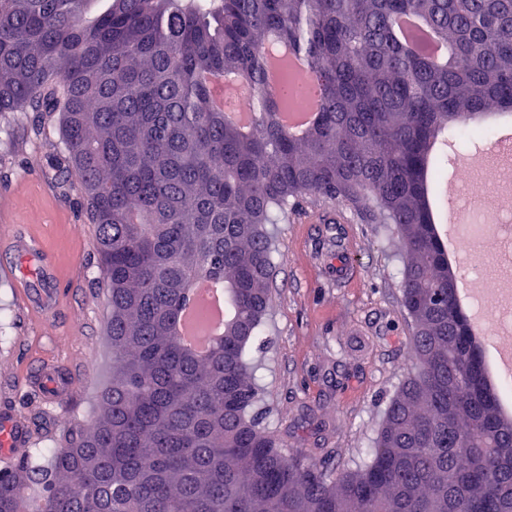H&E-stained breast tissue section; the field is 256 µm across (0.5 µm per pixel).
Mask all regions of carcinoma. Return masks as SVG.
Segmentation results:
<instances>
[{
	"mask_svg": "<svg viewBox=\"0 0 512 512\" xmlns=\"http://www.w3.org/2000/svg\"><path fill=\"white\" fill-rule=\"evenodd\" d=\"M415 17L442 58L400 39ZM318 84L321 119L280 123L267 58ZM253 101L228 122L214 80ZM512 112V0H0V116L42 133L47 173L80 187L108 288L112 384L90 421L36 461L0 466V512H512V417L455 304L429 165L471 121ZM313 197L392 224L413 370L365 458L341 472L288 455L249 416L247 349L272 307L269 224ZM201 279L224 286V334L200 358L174 334Z\"/></svg>",
	"mask_w": 512,
	"mask_h": 512,
	"instance_id": "1",
	"label": "carcinoma"
}]
</instances>
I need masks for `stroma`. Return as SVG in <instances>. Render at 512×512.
Instances as JSON below:
<instances>
[{
  "instance_id": "stroma-1",
  "label": "stroma",
  "mask_w": 512,
  "mask_h": 512,
  "mask_svg": "<svg viewBox=\"0 0 512 512\" xmlns=\"http://www.w3.org/2000/svg\"><path fill=\"white\" fill-rule=\"evenodd\" d=\"M60 143L54 124L35 135L25 116L0 123V201L13 202L16 234L47 254L59 302L48 321L29 317L13 282L0 278V423L40 436L89 420L112 381L107 294L92 224L78 190L62 196L45 173ZM344 230L343 261L323 242ZM274 303L251 355L258 367L260 422L290 453L340 469L363 459L388 400L410 367V320L401 302L404 257L388 224H367L349 208L303 199L270 228ZM74 380L68 413L47 399L36 377L45 367ZM34 382L20 384L22 372Z\"/></svg>"
}]
</instances>
